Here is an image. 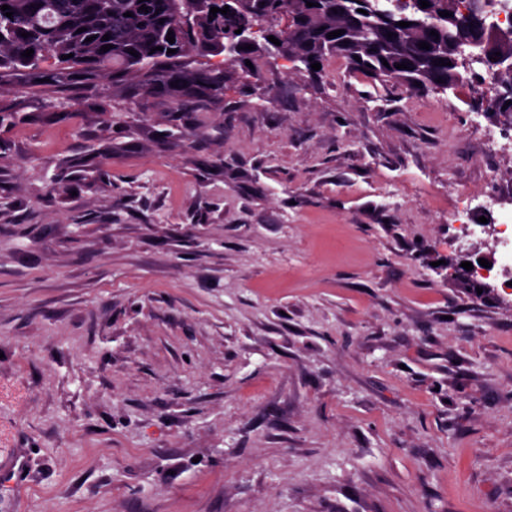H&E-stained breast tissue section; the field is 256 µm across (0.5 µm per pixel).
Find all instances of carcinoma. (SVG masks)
<instances>
[{
  "instance_id": "carcinoma-1",
  "label": "carcinoma",
  "mask_w": 512,
  "mask_h": 512,
  "mask_svg": "<svg viewBox=\"0 0 512 512\" xmlns=\"http://www.w3.org/2000/svg\"><path fill=\"white\" fill-rule=\"evenodd\" d=\"M314 3L309 7L306 2ZM213 0H0V7L10 6L13 15L0 10V82L19 71H26L34 83L40 79L50 82H69L76 79L112 74L118 80L128 73L139 79L144 92L161 94L190 106L197 97H219L224 83L258 47L244 50L240 59L227 63V69L191 68L186 58L223 53L224 38L235 30L264 24L278 30L291 55H302L322 62L328 56L341 55L352 68L366 73L383 84L399 83L411 91L445 92L460 81L450 66H437L442 58L449 61L451 47L457 35L456 26L439 12L448 10V0H428L423 9L420 0H397V14L383 13V0H239L227 14L211 17ZM148 11L139 10L141 6ZM368 12L370 28L354 29L343 25L350 12ZM133 16L126 17L124 13ZM290 16L305 18L298 32L282 25ZM190 19L177 43L166 40L172 26ZM164 23H159V20ZM435 23L439 37H431L430 49L419 48V33L423 21ZM396 21L410 26L398 37L386 38L381 32ZM84 32H78L80 28ZM343 31L329 39L327 34ZM27 33L24 38L21 33ZM110 39L102 41L104 35ZM92 41H87V38ZM111 44L107 52L101 47ZM157 51H152V48ZM33 49L30 57L22 56ZM176 49L171 54L168 49ZM136 50L131 55L128 50ZM388 65H383V62ZM406 63L408 68L396 65ZM440 77L445 86L438 87L434 78ZM178 82L173 87L171 83Z\"/></svg>"
}]
</instances>
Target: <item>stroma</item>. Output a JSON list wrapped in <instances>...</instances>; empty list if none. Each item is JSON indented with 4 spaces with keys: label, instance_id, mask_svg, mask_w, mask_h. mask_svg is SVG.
Wrapping results in <instances>:
<instances>
[{
    "label": "stroma",
    "instance_id": "obj_1",
    "mask_svg": "<svg viewBox=\"0 0 512 512\" xmlns=\"http://www.w3.org/2000/svg\"><path fill=\"white\" fill-rule=\"evenodd\" d=\"M23 81L0 512H512V290L461 267L512 220V112L339 55L254 56L188 112Z\"/></svg>",
    "mask_w": 512,
    "mask_h": 512
}]
</instances>
